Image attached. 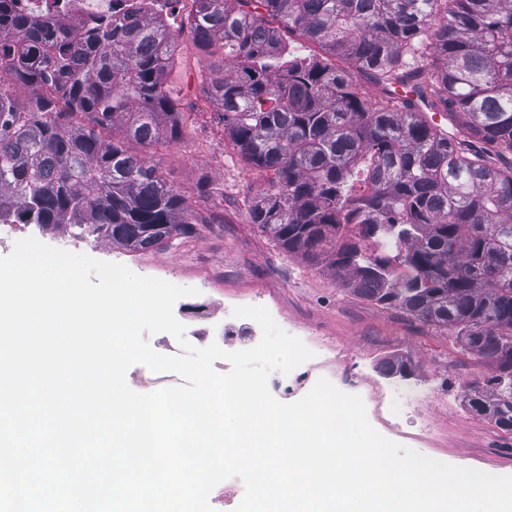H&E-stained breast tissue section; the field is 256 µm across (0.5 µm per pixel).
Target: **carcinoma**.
I'll list each match as a JSON object with an SVG mask.
<instances>
[{"instance_id":"cac0c4a2","label":"carcinoma","mask_w":512,"mask_h":512,"mask_svg":"<svg viewBox=\"0 0 512 512\" xmlns=\"http://www.w3.org/2000/svg\"><path fill=\"white\" fill-rule=\"evenodd\" d=\"M13 2L0 0V69L30 100L0 86V221L132 251L190 232L181 197L130 148L181 134L165 21L112 0V18L78 35ZM193 2L204 94L269 174L251 222L366 299L450 331L491 369L465 403L512 431V3ZM284 30L323 54L293 55ZM363 74L382 96H362ZM399 86L415 98L394 101Z\"/></svg>"}]
</instances>
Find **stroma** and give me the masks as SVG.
<instances>
[{
	"mask_svg": "<svg viewBox=\"0 0 512 512\" xmlns=\"http://www.w3.org/2000/svg\"><path fill=\"white\" fill-rule=\"evenodd\" d=\"M191 9V0H182L179 11L162 14L175 34L167 83L181 114L182 135L157 144L148 155L183 198L192 231L149 251L89 239L78 252L193 288V295L178 304L186 309L181 321L194 346L216 341L215 318L225 307L263 305L274 311L279 327L289 328L312 351L316 377L337 381L339 356L350 352L367 390L374 392L385 382L384 360L406 363L405 380L421 393L413 420L395 429L380 423L377 431L451 465L512 475V431L470 412L462 401L464 387L487 374L479 358L463 350L448 330L341 287L324 267L286 253L252 224L250 210L267 175L234 150L202 93V55L187 27Z\"/></svg>",
	"mask_w": 512,
	"mask_h": 512,
	"instance_id": "35a3bbf8",
	"label": "stroma"
}]
</instances>
